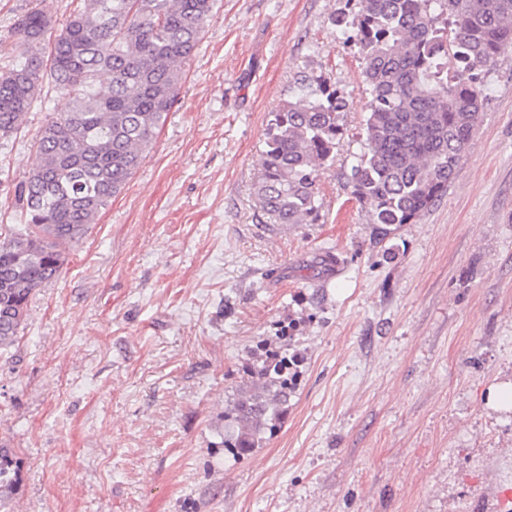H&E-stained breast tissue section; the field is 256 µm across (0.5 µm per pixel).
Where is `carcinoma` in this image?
<instances>
[{
  "label": "carcinoma",
  "mask_w": 512,
  "mask_h": 512,
  "mask_svg": "<svg viewBox=\"0 0 512 512\" xmlns=\"http://www.w3.org/2000/svg\"><path fill=\"white\" fill-rule=\"evenodd\" d=\"M46 41L51 16L17 18L21 59L0 68V138L17 130L50 72L68 109L40 131L39 164L16 186L24 228L0 238V350L15 345L35 291L50 282L112 197L140 167L176 102L216 0H82ZM355 45L369 95L351 199L384 240L448 191L483 106L482 76L512 44V0H346L331 15ZM110 82L96 87L101 74ZM344 93L302 76L267 124L256 207L271 224H315L319 173L343 136ZM224 410V452L243 458L274 433L296 391L297 361L283 333L239 368ZM0 448V508L18 480Z\"/></svg>",
  "instance_id": "cac0c4a2"
}]
</instances>
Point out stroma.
Listing matches in <instances>:
<instances>
[{
	"mask_svg": "<svg viewBox=\"0 0 512 512\" xmlns=\"http://www.w3.org/2000/svg\"><path fill=\"white\" fill-rule=\"evenodd\" d=\"M80 0H0L63 24ZM345 0H218L140 168L67 250L0 351V446L14 512H485L512 482V48L483 82L472 145L443 198L376 242L346 187L368 96L330 22ZM349 101L315 224H265L267 123L300 76ZM67 99L43 78L0 139V234ZM334 252L340 274L322 258ZM288 327L302 360L281 428L226 454L240 362ZM19 465L10 448H0V508L8 507L18 480Z\"/></svg>",
	"mask_w": 512,
	"mask_h": 512,
	"instance_id": "35a3bbf8",
	"label": "stroma"
}]
</instances>
